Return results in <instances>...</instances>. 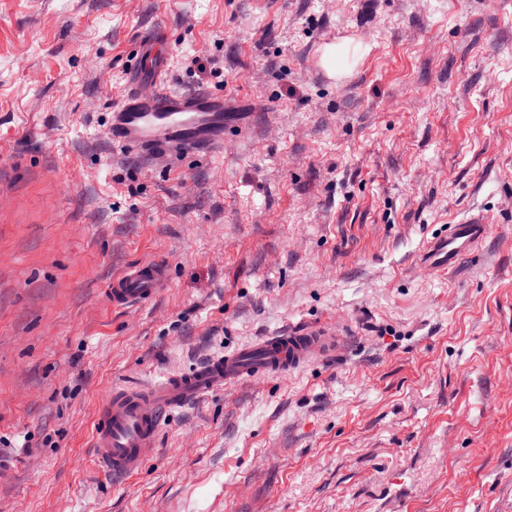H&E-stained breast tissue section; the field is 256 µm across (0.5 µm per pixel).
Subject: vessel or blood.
<instances>
[{
	"label": "vessel or blood",
	"instance_id": "obj_1",
	"mask_svg": "<svg viewBox=\"0 0 512 512\" xmlns=\"http://www.w3.org/2000/svg\"><path fill=\"white\" fill-rule=\"evenodd\" d=\"M166 37L165 29L159 27L141 42L127 73L129 92L112 114L109 139L148 160L220 155L229 119L224 97L199 92L173 94L164 88L168 61L156 45ZM488 231L486 222L477 216L449 225L447 234L425 245L420 263L431 270H455L474 254ZM168 281L166 263L144 260L113 277L106 294L113 307H141L151 303ZM338 341L335 330L328 326H294L203 358L189 370L167 374L150 386L115 388L98 410L92 455L112 476L134 475L141 470L147 449L156 447L163 422L172 412L228 386L302 369L317 357L331 355Z\"/></svg>",
	"mask_w": 512,
	"mask_h": 512
}]
</instances>
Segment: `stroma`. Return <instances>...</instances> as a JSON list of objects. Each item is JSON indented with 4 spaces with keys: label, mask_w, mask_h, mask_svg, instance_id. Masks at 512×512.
<instances>
[{
    "label": "stroma",
    "mask_w": 512,
    "mask_h": 512,
    "mask_svg": "<svg viewBox=\"0 0 512 512\" xmlns=\"http://www.w3.org/2000/svg\"><path fill=\"white\" fill-rule=\"evenodd\" d=\"M157 27L167 88L246 116L219 159L108 140ZM475 213L479 260L423 268ZM298 323L335 353L99 472L114 388ZM0 512H512V0H0ZM169 281L168 265L158 260H144L128 267L112 278L106 294L113 308L145 306L166 288Z\"/></svg>",
    "instance_id": "obj_1"
}]
</instances>
